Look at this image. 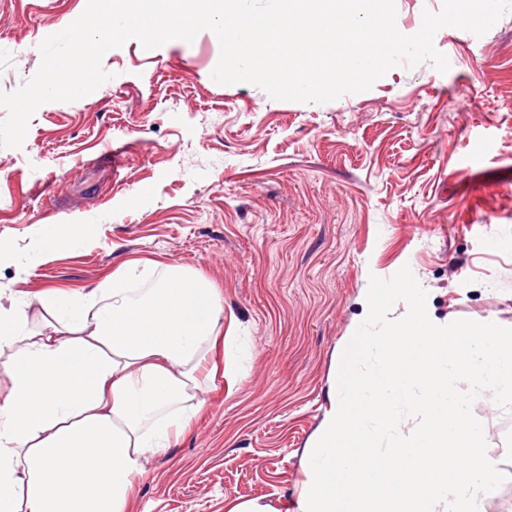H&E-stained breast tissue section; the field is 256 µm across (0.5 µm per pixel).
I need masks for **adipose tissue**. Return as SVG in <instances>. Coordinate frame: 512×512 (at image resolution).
<instances>
[{
	"mask_svg": "<svg viewBox=\"0 0 512 512\" xmlns=\"http://www.w3.org/2000/svg\"><path fill=\"white\" fill-rule=\"evenodd\" d=\"M155 267L133 259L111 283L34 301L0 289V512H127L147 457L203 408L211 353L236 338L206 278Z\"/></svg>",
	"mask_w": 512,
	"mask_h": 512,
	"instance_id": "1",
	"label": "adipose tissue"
}]
</instances>
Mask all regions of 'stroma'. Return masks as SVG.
Wrapping results in <instances>:
<instances>
[{
  "label": "stroma",
  "mask_w": 512,
  "mask_h": 512,
  "mask_svg": "<svg viewBox=\"0 0 512 512\" xmlns=\"http://www.w3.org/2000/svg\"><path fill=\"white\" fill-rule=\"evenodd\" d=\"M86 4L0 0V90L27 82L41 42ZM434 44L447 72L401 65L300 103L215 82L212 31L130 40L104 55L108 81L41 105L22 146L0 149V289L33 300L149 259L193 268L236 320L234 382H208L206 407L134 479L129 512L296 499L371 277L410 266L442 323L512 328V11ZM79 224L96 236L40 256L46 229ZM472 412L506 476L483 510L512 512V411Z\"/></svg>",
  "instance_id": "stroma-1"
}]
</instances>
